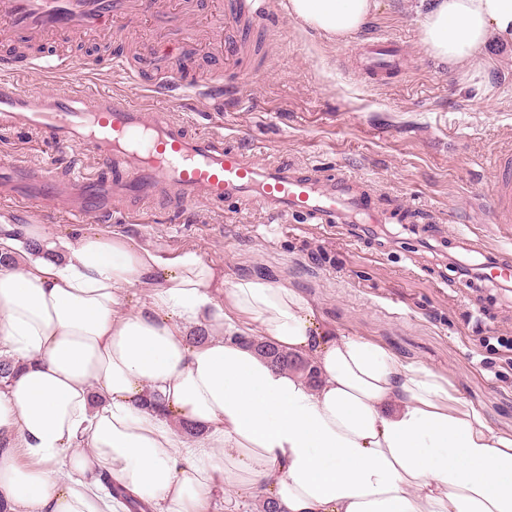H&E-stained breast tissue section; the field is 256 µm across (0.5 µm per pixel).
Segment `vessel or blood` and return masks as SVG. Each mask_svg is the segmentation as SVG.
I'll list each match as a JSON object with an SVG mask.
<instances>
[{
	"label": "vessel or blood",
	"mask_w": 512,
	"mask_h": 512,
	"mask_svg": "<svg viewBox=\"0 0 512 512\" xmlns=\"http://www.w3.org/2000/svg\"><path fill=\"white\" fill-rule=\"evenodd\" d=\"M210 25L216 33L235 29L242 13L253 28L266 24V0H210ZM192 11L190 0H0V26L17 39L41 43L66 33L109 43L114 27L151 23L172 32ZM403 44L396 38H369L357 53L362 70L385 75L398 69ZM69 61L43 55L25 68L45 77L65 75ZM13 59H0V130L41 129L57 144L90 149L98 160L113 163L112 177L77 174L54 178L45 167L0 161V197L33 206L63 203L70 216L108 214L113 201L141 202L165 186L185 202L250 200L278 219L303 216L315 224H379L384 213L356 178H330L315 167L285 162L257 163L253 154L228 147L220 134L194 137L184 126L143 104L124 101L87 87L28 94L19 91ZM494 195L495 223L512 224V154L500 157ZM483 280H512V256L485 257Z\"/></svg>",
	"instance_id": "b4317fda"
}]
</instances>
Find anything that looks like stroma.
Returning a JSON list of instances; mask_svg holds the SVG:
<instances>
[{
	"instance_id": "35a3bbf8",
	"label": "stroma",
	"mask_w": 512,
	"mask_h": 512,
	"mask_svg": "<svg viewBox=\"0 0 512 512\" xmlns=\"http://www.w3.org/2000/svg\"><path fill=\"white\" fill-rule=\"evenodd\" d=\"M288 0H269L264 31L251 33L260 52L245 50L237 65L221 52L195 46L183 71L219 78L229 95L223 108L180 91L144 95L129 79L103 77L102 90L149 100L197 134L220 132L258 161L288 160L366 179L382 207L408 212L403 223L340 230L288 220L268 232L270 217L228 199L176 206L168 196L133 206L113 203L106 217L68 219L63 205L34 209L0 201L14 224L45 225L51 235L75 236L108 227L204 260L235 275L295 284L344 333L379 343L397 357L447 376L493 429L512 433V287H471L466 270L448 260V233L479 235L481 252H512V235L493 222L496 155L512 150V54L488 44L475 64L452 68L432 59L421 42L420 0H380L359 36L331 43L301 30ZM403 40L401 68L376 78L354 58L360 38ZM70 84L88 81L106 52H140V70L168 47L131 25L117 31L109 51L70 40ZM0 157L50 166L57 177L112 167L93 154L50 143L30 130L0 132Z\"/></svg>"
}]
</instances>
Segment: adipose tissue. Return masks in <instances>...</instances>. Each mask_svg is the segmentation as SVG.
I'll return each instance as SVG.
<instances>
[{"instance_id":"adipose-tissue-1","label":"adipose tissue","mask_w":512,"mask_h":512,"mask_svg":"<svg viewBox=\"0 0 512 512\" xmlns=\"http://www.w3.org/2000/svg\"><path fill=\"white\" fill-rule=\"evenodd\" d=\"M378 8L288 0L337 42ZM420 27L431 57L470 65L512 45V0H430ZM0 255V356L21 364L0 388L5 512H127L113 485L150 512H512V434L287 282L104 228L18 237L5 215ZM256 335L313 359L317 380L273 366Z\"/></svg>"}]
</instances>
